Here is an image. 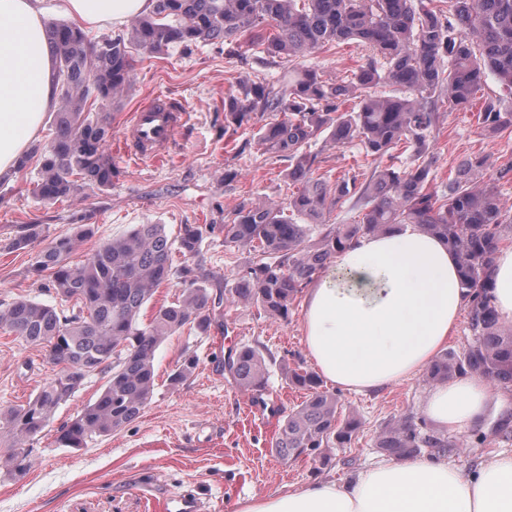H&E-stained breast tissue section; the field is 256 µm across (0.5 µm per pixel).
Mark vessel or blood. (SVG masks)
<instances>
[{"mask_svg": "<svg viewBox=\"0 0 512 512\" xmlns=\"http://www.w3.org/2000/svg\"><path fill=\"white\" fill-rule=\"evenodd\" d=\"M182 124L178 108L163 101H150L138 106L122 143L125 154L133 159L157 161Z\"/></svg>", "mask_w": 512, "mask_h": 512, "instance_id": "b4317fda", "label": "vessel or blood"}]
</instances>
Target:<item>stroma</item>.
Wrapping results in <instances>:
<instances>
[{
    "label": "stroma",
    "mask_w": 512,
    "mask_h": 512,
    "mask_svg": "<svg viewBox=\"0 0 512 512\" xmlns=\"http://www.w3.org/2000/svg\"><path fill=\"white\" fill-rule=\"evenodd\" d=\"M134 85L112 112V139H119L129 116L140 104L164 98L179 104L184 120L161 164L116 159L110 188H83L51 204L32 193L35 168L16 174L0 186V308L19 298L55 303L54 293L33 274L38 251L54 238L88 224L92 232L71 257L82 262L103 242L137 224L165 225L176 236L180 225L201 224L204 275L212 293H223L250 260L247 251L225 243L217 227L238 206L258 198L287 201L288 159L263 152L254 133L257 122L236 127L224 124V100L243 79L276 81L277 69L261 53L241 48L227 53L224 45H205L191 53L172 49L146 57L134 54ZM316 174L339 176L365 167L357 149L316 142ZM481 152L491 162L512 159V133L484 137L476 108L443 109L434 141L437 185H446L464 155ZM237 176L228 181L226 170ZM37 225L39 236L24 250L10 242ZM303 297H296L287 319L256 308L221 301L211 313L208 332L185 326L160 345L155 356L156 389L142 415L106 437L79 449L58 447L60 428L95 402L108 371L90 373L80 389L56 411L49 427L33 441L31 464L23 477L0 469V512H159L169 495L198 500L196 512H233L235 503L285 486L317 479H344L365 468L381 452L378 433L405 418L423 419V399L433 383L426 374L391 385L380 392H339L341 420L359 427L343 448H323L311 455L281 459L270 446L278 416L296 409L307 397L288 387L284 367L312 370L302 342ZM263 346L270 377L265 403L239 390L224 371V358L243 345ZM196 367L182 383L170 375L186 358ZM57 368L45 348L29 346L0 329V408L24 403ZM456 436L460 446L451 460L462 468L498 452L512 453V438L483 429Z\"/></svg>",
    "instance_id": "obj_1"
}]
</instances>
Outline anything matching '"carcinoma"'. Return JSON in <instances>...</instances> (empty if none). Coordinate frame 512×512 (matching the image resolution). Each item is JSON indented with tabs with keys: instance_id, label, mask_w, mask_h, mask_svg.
Returning a JSON list of instances; mask_svg holds the SVG:
<instances>
[{
	"instance_id": "obj_1",
	"label": "carcinoma",
	"mask_w": 512,
	"mask_h": 512,
	"mask_svg": "<svg viewBox=\"0 0 512 512\" xmlns=\"http://www.w3.org/2000/svg\"><path fill=\"white\" fill-rule=\"evenodd\" d=\"M47 37L57 70L51 133L31 146L18 163L35 164L33 194L43 203L73 195L80 184L112 186L110 108L134 82L133 52L154 56L179 47H252L281 69L274 83L247 82L224 99V120L240 126L271 116L256 133L266 152L288 156V182L296 191L284 205L246 202L219 225L224 242L249 250L251 260L228 289L230 299L278 319L288 318L296 296L350 243L411 224L437 236L457 254L472 336L461 354H442L427 377L476 372L489 383L512 387V332L498 324L487 301L488 272L503 233L512 232V209L497 182L512 175V159L486 177L487 156L459 160L454 178L434 183L433 142L438 103H471L492 72L501 93L484 100L479 129L486 136L512 131V0H448V9L426 8L424 0H154L125 33L96 41L65 20L49 23ZM344 44L365 47V61L341 79L324 76L312 59ZM392 88L387 95L381 88ZM337 147H357L372 159L370 169L343 174L330 184L314 176L320 136ZM346 206L358 213L352 224L329 223ZM204 228L185 224L177 241L162 224H137L103 243L83 263H70L90 229L55 238L34 257V270L48 273L45 288L63 302L20 298L0 309V327L25 344L50 347L60 373L45 381L25 403L0 411L8 430L13 472L29 466L27 441L40 436L56 409L101 367L110 369L99 398L63 425L56 443L80 448L93 436H109L136 421L155 391L154 360L159 346L184 326L207 332L213 295L191 265L199 256ZM188 264L176 268L173 252ZM181 295L159 308L149 323L140 313L171 277ZM224 370L239 389L261 394L268 367L258 346L227 357ZM288 384L310 397L277 425L271 447L287 460L351 441L355 422H342L336 394L318 390L311 372L294 368ZM376 447L399 456H448L458 445L413 418L381 430Z\"/></svg>"
}]
</instances>
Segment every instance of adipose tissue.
Segmentation results:
<instances>
[{
  "instance_id": "1",
  "label": "adipose tissue",
  "mask_w": 512,
  "mask_h": 512,
  "mask_svg": "<svg viewBox=\"0 0 512 512\" xmlns=\"http://www.w3.org/2000/svg\"><path fill=\"white\" fill-rule=\"evenodd\" d=\"M39 0H0V177L55 105L54 55ZM152 0H65V13L89 27L121 25ZM489 303L512 326V247L499 250ZM457 258L448 244L409 224L359 237L333 272L308 288L302 341L327 384L366 393L429 367L453 336L465 306ZM512 396L473 374L442 382L423 413L445 433L480 425ZM234 512H512V454L462 470L443 456L381 459L346 481L320 480L237 501Z\"/></svg>"
}]
</instances>
